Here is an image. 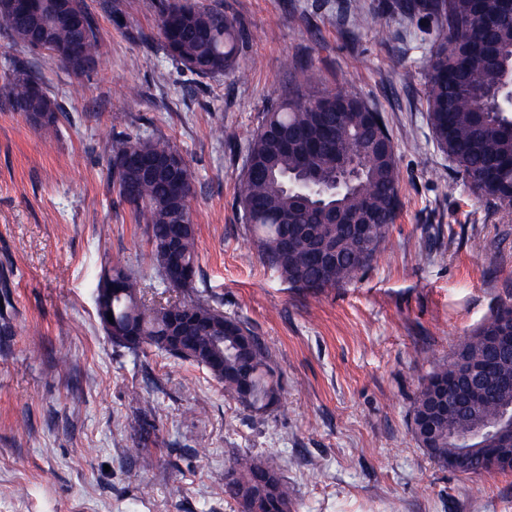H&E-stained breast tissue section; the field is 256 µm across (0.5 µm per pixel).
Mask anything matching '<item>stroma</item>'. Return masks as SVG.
Returning <instances> with one entry per match:
<instances>
[{"instance_id":"obj_1","label":"stroma","mask_w":512,"mask_h":512,"mask_svg":"<svg viewBox=\"0 0 512 512\" xmlns=\"http://www.w3.org/2000/svg\"><path fill=\"white\" fill-rule=\"evenodd\" d=\"M85 2L99 60L83 75L0 36V85L22 60L63 112L48 138L0 96V512H238L224 475L244 452L279 461L292 512H512V472L439 468L412 430L432 362L512 297V207L477 198L433 140L429 22L389 0H194L243 37L235 73L201 77L162 47L165 0ZM308 71L381 115L399 175L384 248L333 288L264 265L236 205L263 112ZM136 132L168 139L194 182L201 274L169 296L261 338L284 388L275 422L204 368L116 346L99 323L108 263L142 278L146 302L160 284L108 184L113 143ZM139 411L156 426L145 444L129 429Z\"/></svg>"}]
</instances>
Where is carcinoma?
Returning <instances> with one entry per match:
<instances>
[{"instance_id":"obj_1","label":"carcinoma","mask_w":512,"mask_h":512,"mask_svg":"<svg viewBox=\"0 0 512 512\" xmlns=\"http://www.w3.org/2000/svg\"><path fill=\"white\" fill-rule=\"evenodd\" d=\"M9 2L0 0V31L13 40L26 44L40 36L52 45L77 40L85 55L98 58L96 22L83 0H39V10L26 15L11 9ZM397 7L422 12L438 23L427 61L426 99L436 145L477 197L512 204V87L502 89L500 110H489L482 103L484 95L499 86L504 66L512 65V22L502 20L512 11L509 0H401ZM172 33L174 48L168 56L191 72L203 77L235 72L240 39L222 12L171 0L160 14L163 43ZM13 73L12 81L0 88L13 110L27 117L48 113L38 128L53 135L59 106L48 96L29 97L30 73L22 62L13 61ZM377 132L390 139L378 113L343 91L322 89L314 73L264 114L249 144L252 167L241 177L237 205L262 262L289 284L327 288L347 282L370 265L386 242L399 207L398 177L395 152L369 146ZM131 148L177 156L189 179L185 160L164 139L129 136L112 147L109 180L112 190L144 224L163 286L190 288L200 275L195 224L175 223L179 207L166 178L147 180L123 162ZM353 155L362 158L361 175L352 187L335 195L330 187L336 161ZM308 172L318 176L324 192L300 199L291 190V180ZM324 210L368 212L374 223L359 229L354 224H322ZM177 236L181 264L192 272L188 281L169 280L167 249ZM110 271L111 279L103 284L112 286V292L97 305V317L114 345L132 351L153 347L171 358L191 361L224 383V392L245 409L268 422L281 403L282 387L267 348L251 328L202 301H168L147 309L141 281L122 266ZM179 314L188 318L182 349L168 344L170 320ZM511 322L512 303L504 301L448 359L435 364L414 399V436L442 469L456 471L460 440L480 423L512 416V388L502 387L512 378V349L503 351L500 341ZM468 366L485 371L477 397L462 385ZM452 385L451 422H442L433 436L424 435L428 403ZM474 467L489 473L511 472L512 447L486 444L478 450ZM280 470L274 459L238 454L224 476V495L238 505L239 512H292V494Z\"/></svg>"}]
</instances>
